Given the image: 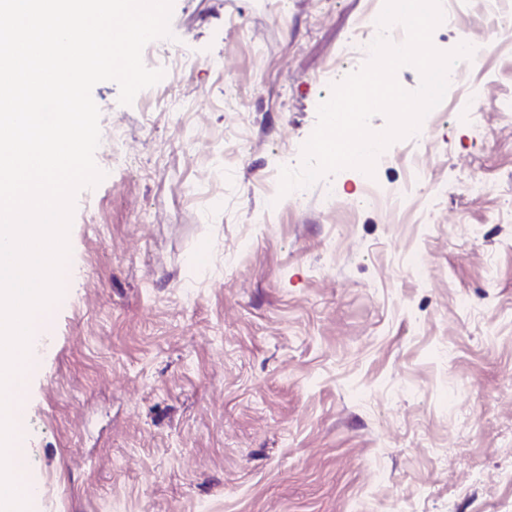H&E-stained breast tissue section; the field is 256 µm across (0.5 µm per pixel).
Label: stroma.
<instances>
[{
  "label": "stroma",
  "mask_w": 512,
  "mask_h": 512,
  "mask_svg": "<svg viewBox=\"0 0 512 512\" xmlns=\"http://www.w3.org/2000/svg\"><path fill=\"white\" fill-rule=\"evenodd\" d=\"M382 0H173L17 401L29 512H512V112L280 195ZM432 43L493 27L451 0ZM512 97V42L466 73ZM488 194L467 195L472 176Z\"/></svg>",
  "instance_id": "obj_1"
}]
</instances>
